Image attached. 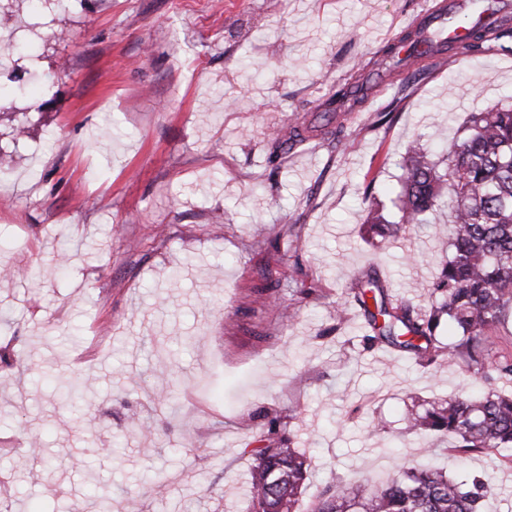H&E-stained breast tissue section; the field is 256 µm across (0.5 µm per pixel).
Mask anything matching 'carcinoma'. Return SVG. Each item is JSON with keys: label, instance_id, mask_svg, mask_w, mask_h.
I'll return each instance as SVG.
<instances>
[{"label": "carcinoma", "instance_id": "cac0c4a2", "mask_svg": "<svg viewBox=\"0 0 512 512\" xmlns=\"http://www.w3.org/2000/svg\"><path fill=\"white\" fill-rule=\"evenodd\" d=\"M456 18L466 30L465 41L449 38L443 26L406 31L381 50L373 74L381 79L409 70L414 50L402 58L401 45L415 39L426 42L434 56L456 59L482 42L512 35L507 14L491 27L477 25L463 9ZM360 91L364 86L357 81L338 86L321 103L324 113L360 102ZM312 137L314 129L297 125L273 138L269 147L278 152ZM402 170L394 211L386 214L370 199L365 233L384 242L407 225L427 223L432 211L446 205L450 257L424 307L391 298L378 277L355 282L351 299L373 332L370 340L410 354L423 366L460 362L490 384L479 398L463 391L410 412L409 431L449 440L460 462L474 453L512 448V395L491 386L512 382V108L470 113L463 133L455 135L442 156L413 143ZM445 325L454 331L448 344L440 339ZM290 419L277 413L266 416L258 446L245 449L252 459L246 512H302L310 462L295 446ZM494 495L479 479L468 484L432 464L398 463L380 485L336 477L309 512H481L485 499Z\"/></svg>", "mask_w": 512, "mask_h": 512}]
</instances>
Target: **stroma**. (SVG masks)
<instances>
[{"label": "stroma", "mask_w": 512, "mask_h": 512, "mask_svg": "<svg viewBox=\"0 0 512 512\" xmlns=\"http://www.w3.org/2000/svg\"><path fill=\"white\" fill-rule=\"evenodd\" d=\"M424 0H0V483L12 512H244L265 415L311 457L303 503L343 475L424 461L409 410L484 385L368 342L336 303L376 272L414 304L448 257L447 210L385 250L363 189L391 203L403 156L512 104V54L368 62ZM365 82L342 117L317 110ZM377 112L395 118L373 127ZM326 127L294 153L268 143ZM81 384L84 404L67 396ZM41 457H32L28 435ZM451 477L512 512V448Z\"/></svg>", "instance_id": "obj_1"}]
</instances>
